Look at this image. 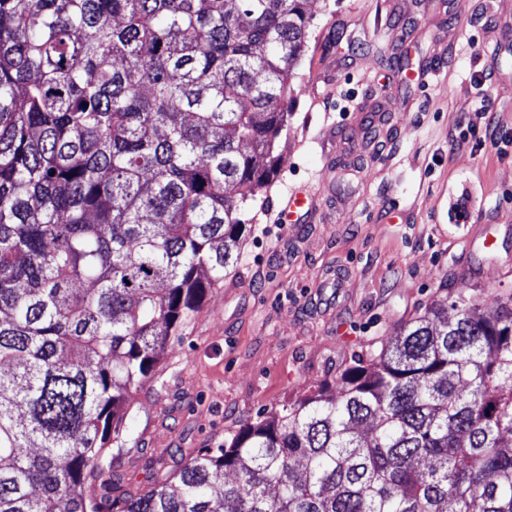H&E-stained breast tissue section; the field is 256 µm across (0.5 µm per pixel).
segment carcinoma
I'll return each instance as SVG.
<instances>
[{
	"instance_id": "obj_1",
	"label": "carcinoma",
	"mask_w": 512,
	"mask_h": 512,
	"mask_svg": "<svg viewBox=\"0 0 512 512\" xmlns=\"http://www.w3.org/2000/svg\"><path fill=\"white\" fill-rule=\"evenodd\" d=\"M318 2L0 0V512H512V304L462 296L112 495L127 395L276 172Z\"/></svg>"
}]
</instances>
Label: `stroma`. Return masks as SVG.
<instances>
[{
	"instance_id": "stroma-1",
	"label": "stroma",
	"mask_w": 512,
	"mask_h": 512,
	"mask_svg": "<svg viewBox=\"0 0 512 512\" xmlns=\"http://www.w3.org/2000/svg\"><path fill=\"white\" fill-rule=\"evenodd\" d=\"M295 73L236 264L126 399L122 489L336 388L428 306L512 303V0H319ZM466 118L496 141L460 147ZM302 186L317 214L281 227Z\"/></svg>"
}]
</instances>
